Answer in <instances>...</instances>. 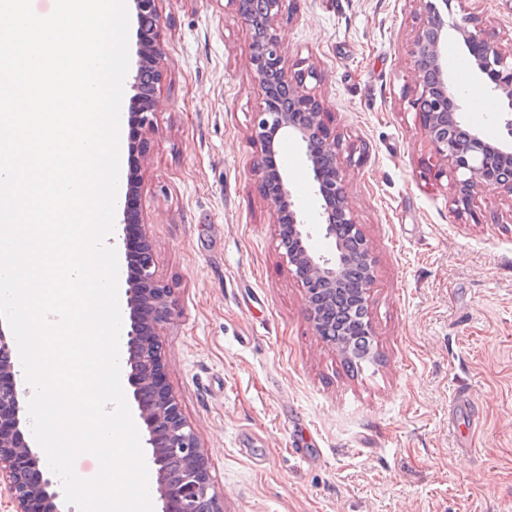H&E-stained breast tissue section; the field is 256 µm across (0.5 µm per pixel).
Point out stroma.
<instances>
[{"label":"stroma","instance_id":"obj_1","mask_svg":"<svg viewBox=\"0 0 512 512\" xmlns=\"http://www.w3.org/2000/svg\"><path fill=\"white\" fill-rule=\"evenodd\" d=\"M512 49V0H466ZM166 61L141 159L144 233L175 315L165 375L208 456L224 512H512V197L457 214L410 105L417 0H284L290 69L340 143L349 204L376 260L373 356L351 368L315 336L277 248L250 138L260 89L230 0H158ZM463 118L492 140L467 50ZM296 207L316 201L302 145L280 157ZM466 393L472 411L455 410Z\"/></svg>","mask_w":512,"mask_h":512}]
</instances>
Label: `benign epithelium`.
<instances>
[{
	"label": "benign epithelium",
	"instance_id": "7a95c632",
	"mask_svg": "<svg viewBox=\"0 0 512 512\" xmlns=\"http://www.w3.org/2000/svg\"><path fill=\"white\" fill-rule=\"evenodd\" d=\"M157 0H132L137 22V66L131 77L129 126L135 132L131 151L139 148L153 128L157 98L140 80L150 67L161 79L165 49ZM252 34L250 69L262 90L253 112L251 138L259 145L252 169L258 188L278 224V249L293 267L305 288L307 319L316 335L351 357V344L336 337L331 308L336 293L345 288L352 256L336 239V225L346 224L358 240L357 258L363 266L352 307L366 305L375 281V259L358 227L348 201L336 135L323 120L321 102L306 90L314 70L291 72L275 28L283 0H262V10L250 0H232ZM421 22L408 46L411 64L419 79L412 93L414 107H422L419 120L432 154L445 167L455 188L457 213L471 211L477 192L496 186L512 195V51L506 53L482 20L462 8L463 0H416ZM465 46L470 65L504 111L509 138L492 141L478 128L457 137L448 131V113L461 109L448 77V35ZM292 137L304 147L314 194L319 203L317 222H307L297 210L288 188V174L277 162V144ZM139 166L129 170L127 191L118 205L120 236L126 262L127 310L125 347L128 384L141 437L148 448L154 478L157 512H224L221 499L212 491L208 457L196 433L186 422L165 379L158 330L168 323L174 309L171 288L155 270L150 243L142 241L136 256L129 251L128 225L141 224L138 209ZM335 241L337 249L319 253L312 246L314 234ZM16 346L8 326L0 321V478L15 512H64V495L57 483L43 476L40 458L26 437L29 421L24 415L29 391L17 381Z\"/></svg>",
	"mask_w": 512,
	"mask_h": 512
}]
</instances>
